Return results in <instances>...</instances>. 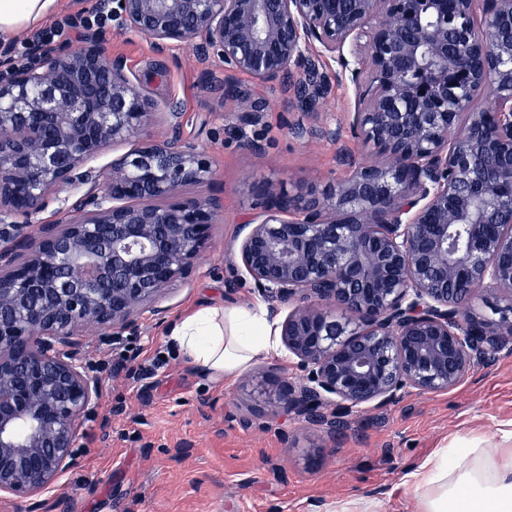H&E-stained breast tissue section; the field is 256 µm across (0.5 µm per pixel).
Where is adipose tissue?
Here are the masks:
<instances>
[{"label": "adipose tissue", "mask_w": 512, "mask_h": 512, "mask_svg": "<svg viewBox=\"0 0 512 512\" xmlns=\"http://www.w3.org/2000/svg\"><path fill=\"white\" fill-rule=\"evenodd\" d=\"M56 0H0V39L41 22ZM265 303L203 307L176 320L165 342L212 381L239 375L277 349ZM418 512H512V451L469 443L438 449L414 474Z\"/></svg>", "instance_id": "adipose-tissue-1"}]
</instances>
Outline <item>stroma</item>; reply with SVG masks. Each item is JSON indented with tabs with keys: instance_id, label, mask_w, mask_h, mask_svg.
Here are the masks:
<instances>
[{
	"instance_id": "1",
	"label": "stroma",
	"mask_w": 512,
	"mask_h": 512,
	"mask_svg": "<svg viewBox=\"0 0 512 512\" xmlns=\"http://www.w3.org/2000/svg\"><path fill=\"white\" fill-rule=\"evenodd\" d=\"M107 55L123 61L145 90L181 110L180 134L213 159L209 182L188 196L217 193L224 222L201 256L190 283L174 285L168 322L204 306L225 305L235 224L260 179L285 182L291 193L323 190L368 154L348 129L356 94L336 82L324 112L306 117L311 136L289 133L279 87L259 88L269 103L265 121L244 130L224 126L234 99L212 92L217 61H201L185 41L160 52L146 37L104 28ZM336 131L323 135V127ZM260 140L255 156L242 138ZM135 339L84 333L83 358L104 384L95 418L84 428V453L62 479L63 500L39 507L0 502V512H340L370 501L379 512H411V474L436 448L462 438L481 447L512 448V349L492 365H476L455 388L406 394L399 403L351 418L337 440L280 412L282 384L297 374L285 348L218 384L181 362L164 342L165 324L152 313ZM124 363L137 378L113 373Z\"/></svg>"
}]
</instances>
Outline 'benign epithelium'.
<instances>
[{"label": "benign epithelium", "instance_id": "obj_1", "mask_svg": "<svg viewBox=\"0 0 512 512\" xmlns=\"http://www.w3.org/2000/svg\"><path fill=\"white\" fill-rule=\"evenodd\" d=\"M106 5L160 52L194 40L223 63L211 88L239 102L231 127L267 112L264 96L230 87L237 73L280 86L284 111L317 115L332 89L323 53L358 91L349 127L370 157L320 193L260 181L237 225L225 298L244 279L266 298L299 373L278 393L284 413L334 439L353 413L451 390L512 345L511 321L462 310L487 288L512 302V0ZM167 108L106 55L98 28L41 52L0 43V501L38 504L79 463L103 388L82 329L137 337L144 312L164 319L170 287L224 223L220 195L181 196L213 161ZM132 140L98 179L88 163ZM79 185L66 223L32 230L51 195Z\"/></svg>", "mask_w": 512, "mask_h": 512}]
</instances>
